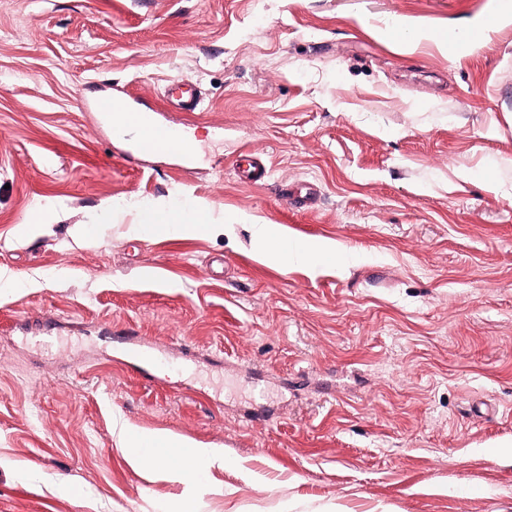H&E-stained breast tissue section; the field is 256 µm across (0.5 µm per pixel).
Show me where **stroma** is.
<instances>
[{
  "instance_id": "obj_1",
  "label": "stroma",
  "mask_w": 512,
  "mask_h": 512,
  "mask_svg": "<svg viewBox=\"0 0 512 512\" xmlns=\"http://www.w3.org/2000/svg\"><path fill=\"white\" fill-rule=\"evenodd\" d=\"M167 203L223 236L130 232ZM260 222L339 249L264 259ZM0 271L35 281L0 291V512H512V0H0ZM122 420L224 465L136 472ZM164 93L171 104L184 111L188 118H194L200 114L201 91L194 83L173 80L165 86ZM124 119L127 124L123 127L124 135L132 133L134 138L139 141L143 137V132L136 126L141 127L147 132L163 130L164 138L168 145H176L181 140L182 134L178 128L164 127L161 125L158 112H141L137 108L123 106ZM136 125V126H132ZM246 183L255 184L268 177L269 169L250 150L240 152L234 163ZM337 249L338 247L335 242L321 240L307 244L303 250H298L296 255L299 262L308 265L313 270H317L321 257L335 254Z\"/></svg>"
}]
</instances>
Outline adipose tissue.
Wrapping results in <instances>:
<instances>
[{
    "label": "adipose tissue",
    "instance_id": "1",
    "mask_svg": "<svg viewBox=\"0 0 512 512\" xmlns=\"http://www.w3.org/2000/svg\"><path fill=\"white\" fill-rule=\"evenodd\" d=\"M210 209L204 205L189 208L156 205L142 213L133 232L148 231L155 235L188 234L208 235L218 232ZM119 437L128 449V460L137 471H149L156 467L160 458H167L165 474L168 478L189 482L196 478V471L189 466V459H203L209 465L223 466L224 455L212 448L185 446L180 436L173 433L139 431L128 424H121Z\"/></svg>",
    "mask_w": 512,
    "mask_h": 512
}]
</instances>
